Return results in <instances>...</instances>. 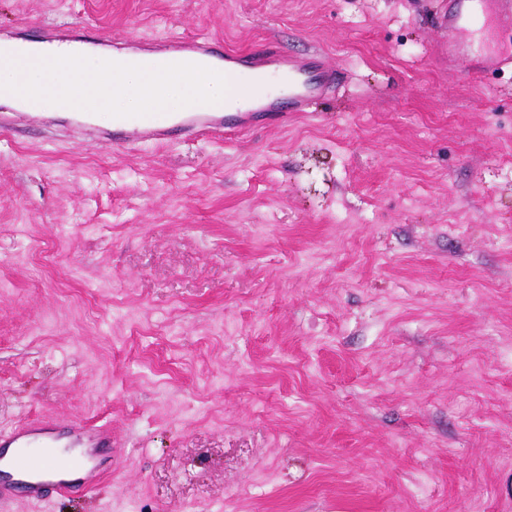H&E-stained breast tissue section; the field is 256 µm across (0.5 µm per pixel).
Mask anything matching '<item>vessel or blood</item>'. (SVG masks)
Returning <instances> with one entry per match:
<instances>
[{
	"mask_svg": "<svg viewBox=\"0 0 512 512\" xmlns=\"http://www.w3.org/2000/svg\"><path fill=\"white\" fill-rule=\"evenodd\" d=\"M448 13V45L460 50L457 41L459 27L464 23L463 9L467 0H451ZM149 47L157 54L169 55L176 61H187L224 73L228 96H235L242 79L262 85L268 68H276L290 91L289 108L279 107L276 101L255 100L253 111L272 113L275 120L285 122L305 111L312 100L320 97L335 80V68L328 66L320 54L295 55L274 45H262L251 51L227 49L218 41L206 36L166 37L152 41L136 38L126 41L128 52ZM70 128L78 135L90 134L97 140L115 146H134L153 142L165 144L173 136L186 139L214 136H241L249 131L245 117L229 116L222 109L207 103L196 104L191 111L174 116L172 120L159 119L152 114L133 119L116 117L108 129L94 127V115L79 110L69 115ZM75 454L65 457L62 465H55L56 438L48 431L47 424L23 422L11 430L0 433V464L8 463V477H0V503L12 499L17 489H24L29 500L44 498L48 487L66 493L72 488L70 475H81L84 486L94 489L101 473L94 455L95 449L112 442L108 426H100L95 432H86L82 425L70 426L67 434Z\"/></svg>",
	"mask_w": 512,
	"mask_h": 512,
	"instance_id": "b4317fda",
	"label": "vessel or blood"
}]
</instances>
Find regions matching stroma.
Wrapping results in <instances>:
<instances>
[{
    "mask_svg": "<svg viewBox=\"0 0 512 512\" xmlns=\"http://www.w3.org/2000/svg\"><path fill=\"white\" fill-rule=\"evenodd\" d=\"M448 0H0V39L321 54L244 137L0 127V431L105 423L0 512H512V19ZM485 63L480 78L473 67ZM453 6L448 12V47L452 48L456 54L459 53L461 45L456 41L459 26L467 23L471 16L464 17L463 9L466 3L473 2V0H451ZM70 445L77 448H104L112 442V432L106 425L100 426L94 433L86 432L81 424L69 426V432L65 435Z\"/></svg>",
    "mask_w": 512,
    "mask_h": 512,
    "instance_id": "stroma-1",
    "label": "stroma"
}]
</instances>
